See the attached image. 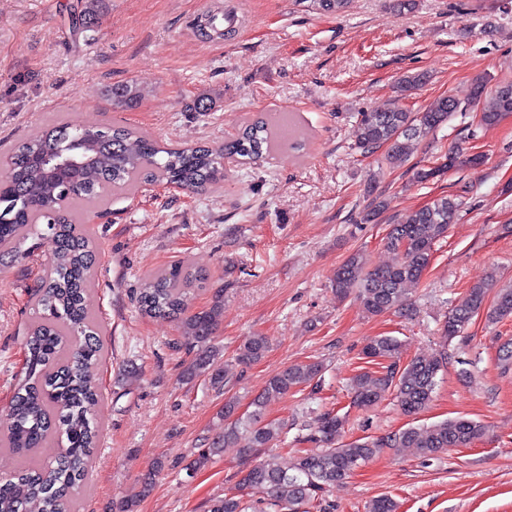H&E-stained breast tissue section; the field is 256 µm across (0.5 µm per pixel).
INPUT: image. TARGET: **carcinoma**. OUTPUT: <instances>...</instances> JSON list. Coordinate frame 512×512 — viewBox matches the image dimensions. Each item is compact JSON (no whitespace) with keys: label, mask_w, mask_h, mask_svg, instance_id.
I'll list each match as a JSON object with an SVG mask.
<instances>
[{"label":"carcinoma","mask_w":512,"mask_h":512,"mask_svg":"<svg viewBox=\"0 0 512 512\" xmlns=\"http://www.w3.org/2000/svg\"><path fill=\"white\" fill-rule=\"evenodd\" d=\"M99 0H84L72 23L90 28L98 17ZM425 75L408 74L398 81L402 96L417 89ZM112 100L129 107L142 98L134 84L112 88ZM469 106L480 112L486 126L497 124L512 112V84L489 90L484 81L474 84ZM462 110L461 103L445 96L422 112L395 106L385 111L361 112L357 116L355 148L364 154L386 148L384 161L402 163L409 143L448 123ZM290 122L271 125L256 120L237 137L214 148L197 146L167 148L144 134L121 127L54 126L41 137L23 142L10 157L11 174L0 184V247H18L43 220L52 226L40 232L51 242L49 272L34 287L37 315L24 344V377L17 384L9 405L10 425L0 443L25 455L56 440L63 452L40 464L25 460L13 472L0 476V512H74L75 492L81 486L98 436L93 413L99 397L97 371L103 346L89 306L95 254L89 239L75 222L64 216L69 204L93 203L109 191H125L135 183L162 182L190 193L205 189L223 174L224 158L241 163L256 162L280 145L282 130ZM76 154L79 166L62 167L50 159ZM476 157L458 145L437 167L419 169L414 179L429 181L459 165H473ZM461 205L458 196H441L430 204L390 225L386 245L400 260L390 266L366 269L363 257L354 254L337 270L333 283L342 298L355 295L363 311L371 316L406 309V285L420 281L433 257L436 241L444 237ZM204 277L179 266L149 276L138 295L141 311L151 317L180 322L187 344L199 349L187 377L206 368L214 351L211 345L224 303L217 299L206 311L188 313L190 290L203 284ZM489 285L472 286L466 297L448 315L443 336L453 338L464 331L472 318L486 312L490 323L512 318V286L498 289L492 305H486ZM269 347L265 336H248L238 348L235 364L259 361ZM402 343L395 336H374L363 352L366 357L387 362L382 371H362L351 381L353 404L366 409L393 395L405 414L414 416L430 404L437 377L446 364V352L418 356L400 364ZM319 362L298 363L271 377L264 392L252 402L247 417L236 415L232 402L224 404V431L216 434L198 463L234 448L242 435L249 445L240 449L245 457L267 448L278 439L281 427L261 423L267 400L288 395L303 385L321 380ZM343 418L328 412L315 420L311 439L325 449L319 454H301L293 465L283 468L271 459L260 460L241 472L234 491L212 501L209 512H309L330 486L351 476L356 469L377 457L382 449L401 444L424 456L449 448H466L485 432L483 423L466 418L441 421L429 426H409L383 437H364L336 445ZM164 462L157 460L139 478L148 493ZM366 512H397L388 496L372 499Z\"/></svg>","instance_id":"obj_1"}]
</instances>
